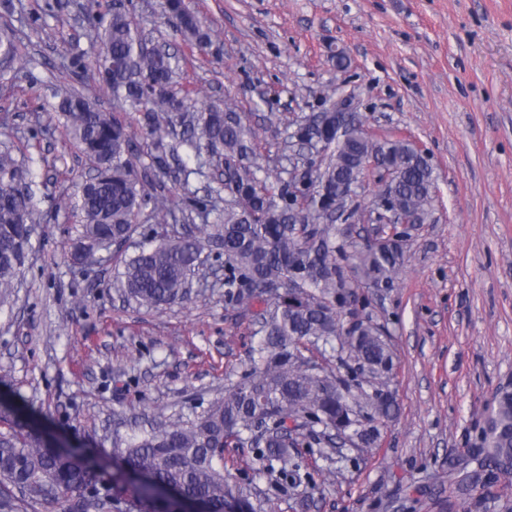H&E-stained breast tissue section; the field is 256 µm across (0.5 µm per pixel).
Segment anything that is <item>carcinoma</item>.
I'll return each instance as SVG.
<instances>
[{"instance_id":"cac0c4a2","label":"carcinoma","mask_w":512,"mask_h":512,"mask_svg":"<svg viewBox=\"0 0 512 512\" xmlns=\"http://www.w3.org/2000/svg\"><path fill=\"white\" fill-rule=\"evenodd\" d=\"M167 18L195 48L212 43L211 31L185 5L166 0ZM102 44L100 87L140 112L162 167L176 148L167 142L180 128L179 143L192 149L197 167L181 165L188 177L212 167L223 170L224 210L212 224H194V216L211 214L208 203L193 197L188 212L177 216L168 197L138 177L141 152L126 125L100 110L89 93L61 82L55 87L57 111L82 153L95 164V175L80 187L75 200L62 198L58 207L80 216L76 242L87 250L121 253L137 228L144 208L158 220L145 234L138 252L122 260L120 282L128 300L160 311L184 297L187 282L199 279L201 255L209 251L224 260V299L245 311L264 308L260 333L250 363L224 386V396L192 416L179 415L151 429L117 436L113 449L121 452L124 468L168 486L188 499L204 502L209 512H256L250 495L224 473V448L234 442L252 449L262 470L277 473L282 483L302 481L292 449L333 448L336 439L354 432L357 446H378L383 422L395 411L389 390L394 373L393 352L381 326L356 316L363 282L374 288L396 287L404 258V234L378 245L349 250L341 229L323 213L336 205V188L354 179L361 165L375 158L379 169L396 175L388 188L392 208L423 216L435 188L433 168L423 152L406 139H376L355 113L351 132L327 142L317 167L323 201L314 198L301 208L288 198V183H270L247 165L255 155L256 131L245 125L235 103L208 105L190 119L188 92L178 86L176 57L166 51L144 53L129 10L118 3L108 19H90ZM24 175L12 150L0 149V183ZM32 197L0 201V305L14 301L26 271L31 239L20 224L36 223ZM355 317L349 328L346 315ZM336 345V370L305 356L301 347ZM0 422L9 426L0 450V512H16L13 491L31 502H68L74 512L92 505L112 507V489L126 487L122 471H102L97 461L60 452L33 437L13 409H0ZM479 462L474 472L484 487L512 474V390H500L485 422L479 426L469 455L448 467Z\"/></svg>"}]
</instances>
